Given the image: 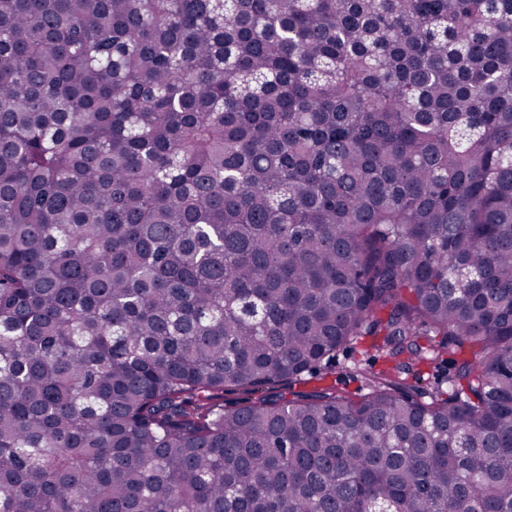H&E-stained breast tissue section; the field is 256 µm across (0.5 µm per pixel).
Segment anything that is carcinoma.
Masks as SVG:
<instances>
[{
    "mask_svg": "<svg viewBox=\"0 0 512 512\" xmlns=\"http://www.w3.org/2000/svg\"><path fill=\"white\" fill-rule=\"evenodd\" d=\"M0 512H512V0H0ZM373 343V336H363L362 340L352 348L340 351L336 355L334 366L323 371V373L327 372L324 381L305 375L303 381L293 389L295 391H305L311 390L315 386L336 383L338 389L352 395L366 393L368 391L367 386L360 376H357L356 370L361 368L378 372L386 368L385 359L380 352L374 349ZM421 342L424 346L431 349V353L428 355L431 360L419 366L421 380L415 382L414 377L408 378V384L414 385L415 387L410 391L411 394L416 395L426 389L437 386H443L444 389L448 390V374L452 372L453 361L456 356L451 353L448 346L446 347L441 343L439 336L435 338H425L422 339Z\"/></svg>",
    "mask_w": 512,
    "mask_h": 512,
    "instance_id": "1",
    "label": "carcinoma"
}]
</instances>
